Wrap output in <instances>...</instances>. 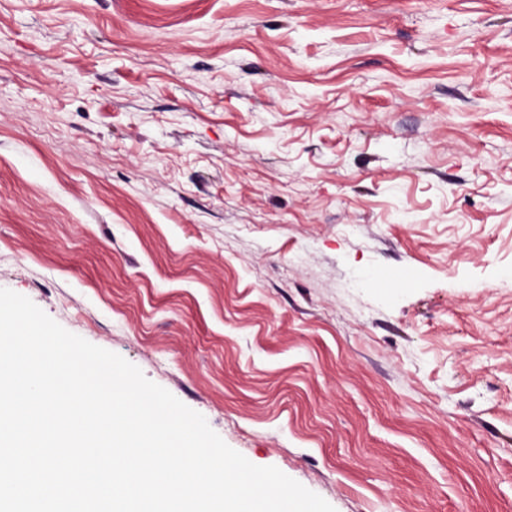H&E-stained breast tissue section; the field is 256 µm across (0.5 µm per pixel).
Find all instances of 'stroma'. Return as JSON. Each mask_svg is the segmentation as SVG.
Masks as SVG:
<instances>
[{
    "mask_svg": "<svg viewBox=\"0 0 512 512\" xmlns=\"http://www.w3.org/2000/svg\"><path fill=\"white\" fill-rule=\"evenodd\" d=\"M0 288L336 512H512V0H0Z\"/></svg>",
    "mask_w": 512,
    "mask_h": 512,
    "instance_id": "obj_1",
    "label": "stroma"
}]
</instances>
